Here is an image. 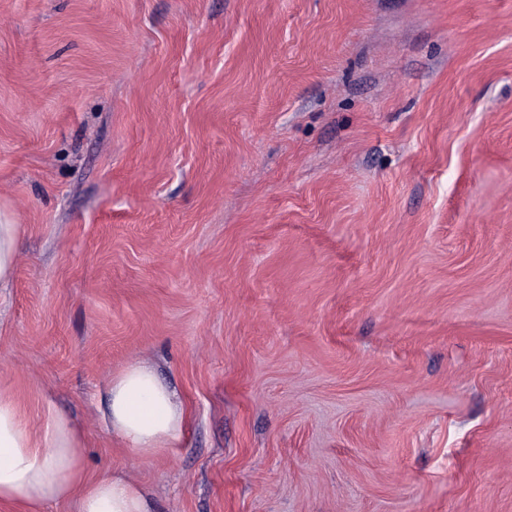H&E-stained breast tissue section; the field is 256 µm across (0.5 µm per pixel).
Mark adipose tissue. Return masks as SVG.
<instances>
[{"mask_svg":"<svg viewBox=\"0 0 512 512\" xmlns=\"http://www.w3.org/2000/svg\"><path fill=\"white\" fill-rule=\"evenodd\" d=\"M107 430L137 453L151 455L181 437L185 412L176 393L150 365L133 360L110 378L103 394ZM83 428L47 411L34 423L19 402L0 390V503L25 512L71 502L74 512H156L142 486L119 472L86 480Z\"/></svg>","mask_w":512,"mask_h":512,"instance_id":"ef3b65f1","label":"adipose tissue"}]
</instances>
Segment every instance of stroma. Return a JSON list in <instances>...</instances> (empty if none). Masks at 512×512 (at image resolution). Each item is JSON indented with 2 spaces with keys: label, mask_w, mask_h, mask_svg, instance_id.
<instances>
[{
  "label": "stroma",
  "mask_w": 512,
  "mask_h": 512,
  "mask_svg": "<svg viewBox=\"0 0 512 512\" xmlns=\"http://www.w3.org/2000/svg\"><path fill=\"white\" fill-rule=\"evenodd\" d=\"M0 388L157 512H512V0H0ZM141 358L180 441L104 428ZM19 224H13L8 216L0 213V286L7 282L20 260Z\"/></svg>",
  "instance_id": "1"
}]
</instances>
